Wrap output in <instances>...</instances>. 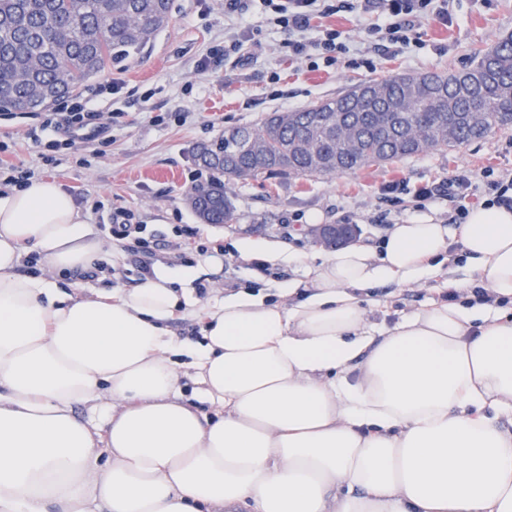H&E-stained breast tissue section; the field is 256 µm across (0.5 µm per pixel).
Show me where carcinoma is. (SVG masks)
Listing matches in <instances>:
<instances>
[{
    "instance_id": "1",
    "label": "carcinoma",
    "mask_w": 512,
    "mask_h": 512,
    "mask_svg": "<svg viewBox=\"0 0 512 512\" xmlns=\"http://www.w3.org/2000/svg\"><path fill=\"white\" fill-rule=\"evenodd\" d=\"M170 0H0V96L12 112H39L148 48L168 21ZM451 75L361 82L256 126L224 130L197 150L209 181L187 202L200 221L227 224L224 182L353 172L431 150L460 147L512 128V37L475 50ZM338 224L324 244L349 240Z\"/></svg>"
}]
</instances>
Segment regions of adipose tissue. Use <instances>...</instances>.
<instances>
[{
	"label": "adipose tissue",
	"mask_w": 512,
	"mask_h": 512,
	"mask_svg": "<svg viewBox=\"0 0 512 512\" xmlns=\"http://www.w3.org/2000/svg\"><path fill=\"white\" fill-rule=\"evenodd\" d=\"M454 240L449 287L512 300V210L480 207L348 245L285 301L227 292L183 345L196 270L59 298L52 272L111 250L57 182L0 189V512H512V315L432 302L379 328L362 305L437 275ZM31 250L44 275L19 273Z\"/></svg>",
	"instance_id": "obj_1"
}]
</instances>
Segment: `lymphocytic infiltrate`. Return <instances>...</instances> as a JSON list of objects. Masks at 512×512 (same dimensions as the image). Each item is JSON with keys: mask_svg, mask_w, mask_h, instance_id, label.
I'll list each match as a JSON object with an SVG mask.
<instances>
[{"mask_svg": "<svg viewBox=\"0 0 512 512\" xmlns=\"http://www.w3.org/2000/svg\"><path fill=\"white\" fill-rule=\"evenodd\" d=\"M267 23L288 38V48L294 56L308 59L326 53H347L348 46L336 29L322 30L318 37H310L314 19L342 11L376 15L372 34L380 40L399 48L420 45L421 36L415 22L430 17L441 24L452 21L448 0H260ZM31 143L43 157L69 148L78 140H98L109 143V127L102 121L101 113L90 109L83 97L62 101L51 112L45 113L40 124L27 134ZM418 205L443 199L454 203V223H464L469 207L503 206L512 209V175L497 176L486 172L483 185H476L468 170L460 169L443 183L419 186L414 192ZM115 224L110 225V235L118 240L133 242V261L142 276L152 273V248L142 237L141 225L132 223L129 211L115 212Z\"/></svg>", "mask_w": 512, "mask_h": 512, "instance_id": "lymphocytic-infiltrate-1", "label": "lymphocytic infiltrate"}]
</instances>
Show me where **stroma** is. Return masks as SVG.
Here are the masks:
<instances>
[{"mask_svg": "<svg viewBox=\"0 0 512 512\" xmlns=\"http://www.w3.org/2000/svg\"><path fill=\"white\" fill-rule=\"evenodd\" d=\"M453 22L442 26L429 18L416 22L420 47L380 49L370 27L372 17L341 12L324 18V26L343 31L350 51L336 65L310 67L293 58L283 34L267 26L259 13L248 18L252 37L262 52L255 59L233 57L199 63L210 47L234 36L237 26L224 18V0H171L169 22L143 54L113 65L87 82L82 94L112 126L108 144L75 142L42 158L25 135L20 114L0 112V142L9 150L1 158L36 177L58 182L81 207L88 223L98 227L100 239L115 209L132 211L143 224L145 238L160 248L153 264L180 266L195 263L198 252L180 249V228H196L199 243L223 246L224 267L218 278L200 272L195 287H206L201 306L222 298L226 291L263 285L268 292L292 280L304 279V265L285 263L260 271L235 248L238 240L264 238L289 251L324 256L314 231L323 224H353L356 242L377 247L390 224L418 216L412 188L448 179L467 169L474 177L486 170L512 171L508 134L492 130L483 139L445 152L419 155L374 165L355 172L316 176H276L235 183L226 190L234 206L228 224H204L185 201L199 171V145L225 129L253 126L269 112L297 110L343 93L351 85L399 73L445 74L468 68L473 51L512 35V0H450ZM116 82L121 91L99 96L97 86ZM402 182L408 191L398 206H390L384 188ZM388 223H378L381 212ZM64 289L87 295L101 288H132L141 277L131 262L129 243L113 242L112 268L92 279L56 273ZM446 277L413 285L373 289L365 304L369 322L387 325L422 305L440 300ZM199 310L181 314L169 324L177 340L197 339Z\"/></svg>", "mask_w": 512, "mask_h": 512, "instance_id": "stroma-1", "label": "stroma"}]
</instances>
